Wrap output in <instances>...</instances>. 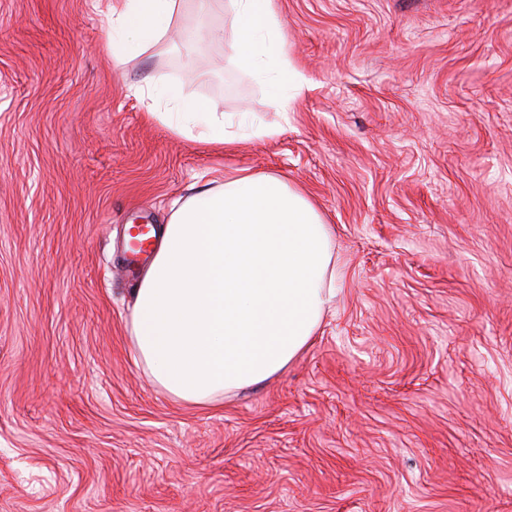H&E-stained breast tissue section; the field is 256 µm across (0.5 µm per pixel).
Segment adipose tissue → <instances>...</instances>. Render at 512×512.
<instances>
[{
	"instance_id": "1",
	"label": "adipose tissue",
	"mask_w": 512,
	"mask_h": 512,
	"mask_svg": "<svg viewBox=\"0 0 512 512\" xmlns=\"http://www.w3.org/2000/svg\"><path fill=\"white\" fill-rule=\"evenodd\" d=\"M178 0H109L116 61L167 31ZM238 65L292 82L271 0H225ZM149 114L178 135L231 144L204 99L164 88ZM331 228L303 192L240 171L189 197L160 227L126 329L134 360L175 400L196 406L266 381L315 336L335 296Z\"/></svg>"
}]
</instances>
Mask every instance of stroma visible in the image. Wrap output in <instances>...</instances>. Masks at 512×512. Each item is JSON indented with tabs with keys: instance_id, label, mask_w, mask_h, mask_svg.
<instances>
[{
	"instance_id": "obj_1",
	"label": "stroma",
	"mask_w": 512,
	"mask_h": 512,
	"mask_svg": "<svg viewBox=\"0 0 512 512\" xmlns=\"http://www.w3.org/2000/svg\"><path fill=\"white\" fill-rule=\"evenodd\" d=\"M179 4L118 66L101 0H0V512H512V0H271L278 92ZM153 79L233 149L148 118ZM242 169L332 225L338 291L284 371L187 406L134 361L124 236Z\"/></svg>"
}]
</instances>
